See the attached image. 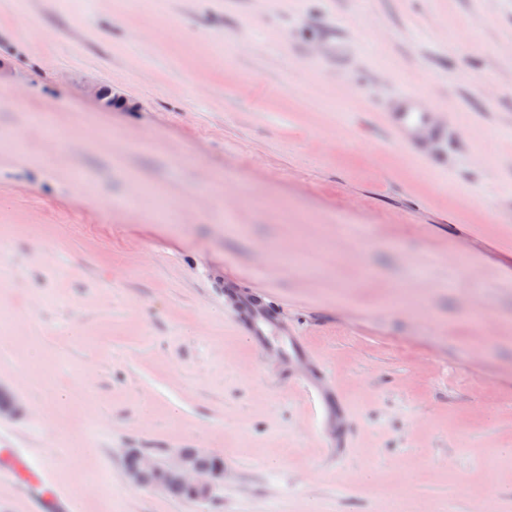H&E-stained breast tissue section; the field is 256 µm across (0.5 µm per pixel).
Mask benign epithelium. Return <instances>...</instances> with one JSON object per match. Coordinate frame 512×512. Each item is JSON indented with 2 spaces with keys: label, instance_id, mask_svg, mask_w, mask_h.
I'll use <instances>...</instances> for the list:
<instances>
[{
  "label": "benign epithelium",
  "instance_id": "1",
  "mask_svg": "<svg viewBox=\"0 0 512 512\" xmlns=\"http://www.w3.org/2000/svg\"><path fill=\"white\" fill-rule=\"evenodd\" d=\"M136 463L126 469L129 479L138 486L167 490L172 484L187 489L191 499H208L219 481L224 468L212 467L204 457L182 450L168 457L135 453Z\"/></svg>",
  "mask_w": 512,
  "mask_h": 512
}]
</instances>
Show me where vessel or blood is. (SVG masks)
I'll return each mask as SVG.
<instances>
[{
    "label": "vessel or blood",
    "mask_w": 512,
    "mask_h": 512,
    "mask_svg": "<svg viewBox=\"0 0 512 512\" xmlns=\"http://www.w3.org/2000/svg\"><path fill=\"white\" fill-rule=\"evenodd\" d=\"M390 125L406 144L437 137L440 132L434 112L414 94L404 96L392 106ZM224 295L239 307L245 328L261 350L281 355L291 364L308 358L310 351L302 336L279 329L277 309L273 303L265 301L261 296L245 293L236 280L225 281ZM307 386L320 397L327 416L336 421L331 447H346L350 427L336 394L324 388L323 375L319 372L309 377ZM0 471L17 480L21 491L33 501L34 512H44L45 507L51 503L59 504L62 512H72V502L59 501L57 494L46 483L44 466L29 463L19 449L0 448Z\"/></svg>",
    "instance_id": "vessel-or-blood-1"
}]
</instances>
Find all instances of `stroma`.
<instances>
[{
    "label": "stroma",
    "mask_w": 512,
    "mask_h": 512,
    "mask_svg": "<svg viewBox=\"0 0 512 512\" xmlns=\"http://www.w3.org/2000/svg\"><path fill=\"white\" fill-rule=\"evenodd\" d=\"M2 236L0 439L78 512H512V0H0ZM178 448L223 462L208 500L128 481ZM391 128L405 144L436 138L442 130L435 122V112L417 95L408 94L390 109ZM224 288V297L239 307L245 328L261 350L281 355L289 364L308 358L311 352L302 336L279 329L277 309L272 302L245 293L237 280L224 281ZM307 387L320 397L327 416L336 420L335 437L331 439L329 446L336 448L338 452L340 448L346 447L350 436L348 420L340 409L338 398L335 393L324 388L322 372L312 374L308 379Z\"/></svg>",
    "instance_id": "1"
}]
</instances>
